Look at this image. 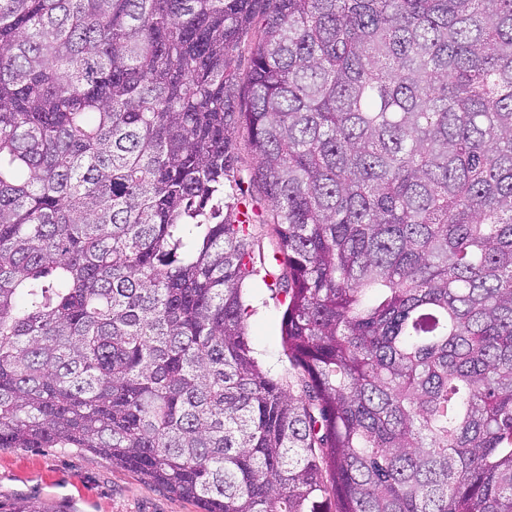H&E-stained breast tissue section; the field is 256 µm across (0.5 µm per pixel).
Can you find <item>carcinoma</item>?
<instances>
[{
  "label": "carcinoma",
  "instance_id": "obj_1",
  "mask_svg": "<svg viewBox=\"0 0 512 512\" xmlns=\"http://www.w3.org/2000/svg\"><path fill=\"white\" fill-rule=\"evenodd\" d=\"M0 448L201 512H512V0H0ZM257 277L247 286L246 304L252 308L248 321V336L255 357L266 369L278 376H288L289 364L283 353L281 319L284 311L283 296L278 298Z\"/></svg>",
  "mask_w": 512,
  "mask_h": 512
}]
</instances>
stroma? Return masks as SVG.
<instances>
[{
	"label": "stroma",
	"mask_w": 512,
	"mask_h": 512,
	"mask_svg": "<svg viewBox=\"0 0 512 512\" xmlns=\"http://www.w3.org/2000/svg\"><path fill=\"white\" fill-rule=\"evenodd\" d=\"M252 312L248 336L255 357L278 376L287 375L281 299L255 279L245 291ZM31 501L48 512H199L110 458L77 448H0V506Z\"/></svg>",
	"instance_id": "stroma-1"
}]
</instances>
